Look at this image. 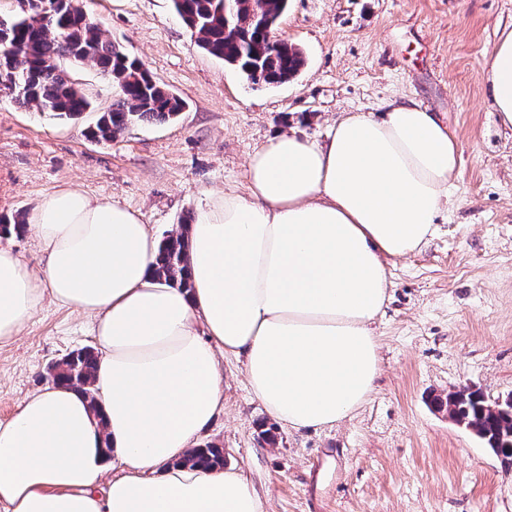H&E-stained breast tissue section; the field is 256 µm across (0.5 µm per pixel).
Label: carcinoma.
<instances>
[{"instance_id":"carcinoma-1","label":"carcinoma","mask_w":512,"mask_h":512,"mask_svg":"<svg viewBox=\"0 0 512 512\" xmlns=\"http://www.w3.org/2000/svg\"><path fill=\"white\" fill-rule=\"evenodd\" d=\"M183 23L197 36V45L235 67L253 85L276 86L291 80L304 64L299 49L277 48L267 42L265 22L278 23L289 0H233V10L224 12V0H172ZM49 8L19 13L6 19L0 31V67L14 72L25 85L15 101L63 120H76L91 103L78 85L60 70L63 58L79 51L100 67L118 89L112 109L101 113L90 135L110 141L132 125L165 122L184 107L183 100L154 82L148 70L124 49L104 37L99 25L78 18L79 0H47ZM250 21L248 39L233 38L241 19ZM191 220L181 222L182 231L167 235L160 243L156 273L173 284L189 289L187 239ZM96 354L91 348L74 351L52 363L48 373L54 382L84 388L91 407ZM438 409L456 423L472 430L488 447L499 449L512 460V412L491 414L484 409L481 392L464 389L456 399L432 398ZM186 463L224 467L222 449L213 445L195 448Z\"/></svg>"}]
</instances>
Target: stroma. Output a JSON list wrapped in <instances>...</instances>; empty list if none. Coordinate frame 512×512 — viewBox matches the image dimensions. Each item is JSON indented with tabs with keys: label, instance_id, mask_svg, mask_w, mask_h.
<instances>
[{
	"label": "stroma",
	"instance_id": "1",
	"mask_svg": "<svg viewBox=\"0 0 512 512\" xmlns=\"http://www.w3.org/2000/svg\"><path fill=\"white\" fill-rule=\"evenodd\" d=\"M105 38L138 58L186 108L112 141L85 130L117 90L92 63L62 60L93 109L77 122L20 106L0 90V218L34 271L44 253L25 224L62 184L140 212L158 237L213 192L244 191L249 155L292 130L324 139L342 112L380 115L403 98L435 112L459 142V165L436 236L391 263L374 323L381 371L364 406L331 428L276 427L241 361L223 358L224 414L200 436L224 450L268 512H512V466L429 399L469 385L512 394V130L490 108L482 74L512 0H291L278 32L305 65L275 88L248 84L202 51L171 0H82ZM89 319L44 301L0 342V420L46 386L50 364L94 346Z\"/></svg>",
	"mask_w": 512,
	"mask_h": 512
}]
</instances>
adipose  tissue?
Wrapping results in <instances>:
<instances>
[{"label":"adipose tissue","mask_w":512,"mask_h":512,"mask_svg":"<svg viewBox=\"0 0 512 512\" xmlns=\"http://www.w3.org/2000/svg\"><path fill=\"white\" fill-rule=\"evenodd\" d=\"M484 79L512 127V31ZM457 165L456 137L411 99L337 117L322 142L278 133L250 155L246 193L198 211L188 291L156 274L137 211L69 185L46 195L29 218L42 274L0 241V341L47 297L92 317L96 401L52 384L0 422V512H266L240 471L182 463L224 411L221 358L241 359L290 429L361 408L380 374L388 262L434 238Z\"/></svg>","instance_id":"obj_1"}]
</instances>
